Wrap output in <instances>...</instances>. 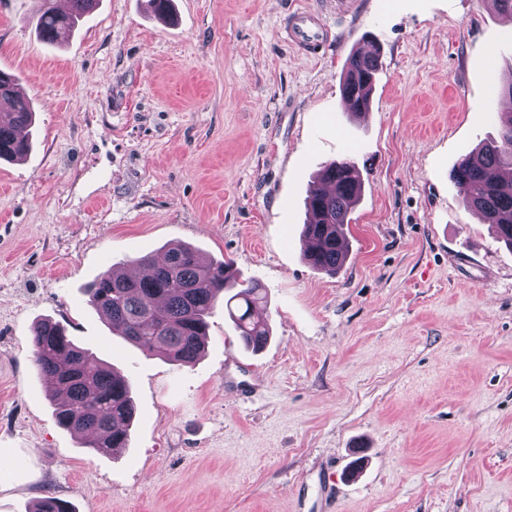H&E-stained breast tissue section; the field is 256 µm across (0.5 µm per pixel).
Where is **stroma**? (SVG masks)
Returning <instances> with one entry per match:
<instances>
[{
  "label": "stroma",
  "instance_id": "35a3bbf8",
  "mask_svg": "<svg viewBox=\"0 0 512 512\" xmlns=\"http://www.w3.org/2000/svg\"><path fill=\"white\" fill-rule=\"evenodd\" d=\"M39 0H0V70L36 112L0 160V512L52 495L75 512H512V249L450 171L497 136L512 20L490 0H100L45 45ZM308 7L317 56L286 27ZM379 53L349 115V55ZM362 180L347 259L307 264L322 163ZM173 241L268 292L258 353L223 307L179 365L112 333L88 286ZM49 318L131 386L130 442L106 456L61 429L32 362ZM257 380L224 390L236 363ZM370 448L353 485L350 443Z\"/></svg>",
  "mask_w": 512,
  "mask_h": 512
}]
</instances>
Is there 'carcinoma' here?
I'll list each match as a JSON object with an SVG mask.
<instances>
[{"label": "carcinoma", "mask_w": 512, "mask_h": 512, "mask_svg": "<svg viewBox=\"0 0 512 512\" xmlns=\"http://www.w3.org/2000/svg\"><path fill=\"white\" fill-rule=\"evenodd\" d=\"M95 8L96 0H70L64 12L53 0H41L32 22L41 40L52 44L60 30L73 29ZM380 69L376 53L350 55L342 85L349 113L369 110ZM16 84L15 75L0 70V160L21 159L30 149L29 139L17 137V132L32 126L34 110L27 99L10 96ZM500 99L508 103L498 112L500 140L458 161L451 179L465 203L512 248V84ZM318 180L334 190H313L306 199L310 219L302 229L304 257L311 266L334 274L347 257L344 226L359 198L361 180L347 160L325 163ZM137 264L148 270L147 276L132 278L112 268L87 289L93 309L131 344L181 365L195 362L205 348L208 318L222 296L244 346L259 351L267 344L268 324L255 318L257 307L266 302L265 290L256 281L239 280L232 262L208 260L197 249L174 242L162 261L143 256ZM31 343L34 366L50 382L58 425L102 455L127 447L133 417L128 381L75 344L57 322H38Z\"/></svg>", "instance_id": "carcinoma-1"}]
</instances>
